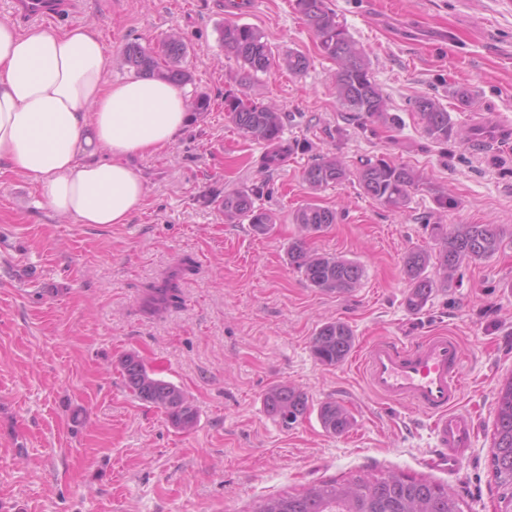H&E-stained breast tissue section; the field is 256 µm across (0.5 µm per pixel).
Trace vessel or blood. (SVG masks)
Wrapping results in <instances>:
<instances>
[{
  "label": "vessel or blood",
  "instance_id": "1",
  "mask_svg": "<svg viewBox=\"0 0 512 512\" xmlns=\"http://www.w3.org/2000/svg\"><path fill=\"white\" fill-rule=\"evenodd\" d=\"M10 9L17 24L51 25L71 18L76 0H11ZM463 361L462 346L446 335L410 342L380 340L362 358L365 380L375 394L432 417L436 448L430 462L451 472L460 468L461 453L475 435L473 417L457 406Z\"/></svg>",
  "mask_w": 512,
  "mask_h": 512
}]
</instances>
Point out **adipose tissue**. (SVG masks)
<instances>
[{
    "label": "adipose tissue",
    "mask_w": 512,
    "mask_h": 512,
    "mask_svg": "<svg viewBox=\"0 0 512 512\" xmlns=\"http://www.w3.org/2000/svg\"><path fill=\"white\" fill-rule=\"evenodd\" d=\"M96 28L17 30L0 23V164L37 184L79 224H124L144 185L127 159L171 146L189 119L183 88L105 76ZM106 157L87 155L91 145Z\"/></svg>",
    "instance_id": "obj_1"
}]
</instances>
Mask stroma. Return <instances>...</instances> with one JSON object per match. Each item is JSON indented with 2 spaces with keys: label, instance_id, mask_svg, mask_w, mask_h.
I'll list each match as a JSON object with an SVG mask.
<instances>
[{
  "label": "stroma",
  "instance_id": "1",
  "mask_svg": "<svg viewBox=\"0 0 512 512\" xmlns=\"http://www.w3.org/2000/svg\"><path fill=\"white\" fill-rule=\"evenodd\" d=\"M79 0L63 32L95 25L106 74L134 78L127 43L155 44L182 32L188 96L211 98L171 146L135 156L144 203L125 224H79L42 203L26 177L0 168V512H254L266 497L312 482L394 470L448 485L469 512H497L488 469L494 401L512 375V0H328L367 54L388 101L386 119H362L336 102V64L321 56L294 0ZM257 28L274 54H305L299 75L272 70L248 91L279 105L283 137L299 142L277 170L263 144L224 112L239 70L220 41L224 23ZM469 110L455 106L460 89ZM438 100L455 136L429 138L414 103ZM350 168L385 158L422 180L407 209L366 196L356 179L311 193L302 174L324 156ZM255 190L273 214L267 233L224 219L229 190ZM336 210V224L310 249L359 263L363 276L336 294L310 286L288 263L303 237L293 211L309 199ZM434 224H499L492 257L463 265L409 309L406 255L434 253ZM180 272L178 300L148 314L146 298ZM341 320L351 356L318 363L312 340ZM441 333L465 350L469 381L459 405L476 424L457 475L428 464L435 440L426 414L375 396L354 365L381 338ZM134 352L179 386L198 412L173 429L124 387L119 362ZM299 387L311 410L294 429L266 412L273 385ZM333 399L348 432H326L316 410Z\"/></svg>",
  "mask_w": 512,
  "mask_h": 512
}]
</instances>
